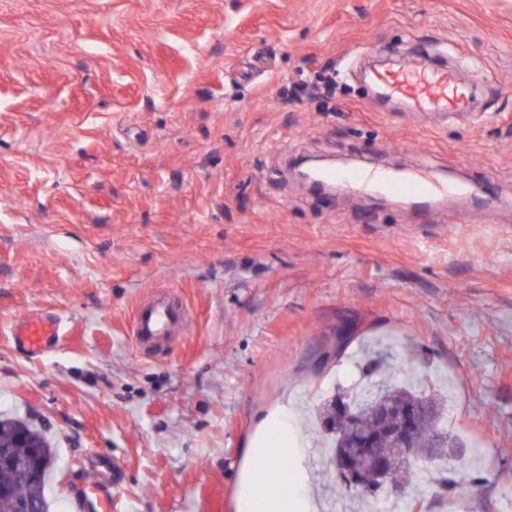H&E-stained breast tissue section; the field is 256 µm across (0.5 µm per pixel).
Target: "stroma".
<instances>
[{"label":"stroma","mask_w":512,"mask_h":512,"mask_svg":"<svg viewBox=\"0 0 512 512\" xmlns=\"http://www.w3.org/2000/svg\"><path fill=\"white\" fill-rule=\"evenodd\" d=\"M420 49L483 67L479 109L398 112L362 69ZM336 74L331 98L293 84ZM512 0H0V413L55 454L57 512H239L268 417L292 471L348 504L314 420L383 337V384L454 381L443 423L480 444L473 512L512 495ZM427 166L486 187L428 208L337 192L292 161ZM159 295L182 327L143 347ZM32 313L61 321L33 355ZM354 327L344 348L337 331ZM120 469L94 473L100 457ZM468 458L421 460L425 512ZM15 341L37 354L60 336V320L41 318L22 321L14 330Z\"/></svg>","instance_id":"1"}]
</instances>
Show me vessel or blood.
<instances>
[{
	"instance_id": "obj_1",
	"label": "vessel or blood",
	"mask_w": 512,
	"mask_h": 512,
	"mask_svg": "<svg viewBox=\"0 0 512 512\" xmlns=\"http://www.w3.org/2000/svg\"><path fill=\"white\" fill-rule=\"evenodd\" d=\"M371 85L378 99L400 105L405 112H465L469 109L470 89L459 82L447 63L421 51L413 54L403 65L374 71ZM326 180L339 183L351 194L373 192L402 194L419 205L431 202L440 195L470 194V185L448 186L427 174H395L381 171L375 174L359 169L326 173ZM177 320L170 303L162 298L139 308L135 336L146 343L167 334ZM60 334L56 318L22 321L15 329L17 343L30 353L45 349Z\"/></svg>"
}]
</instances>
